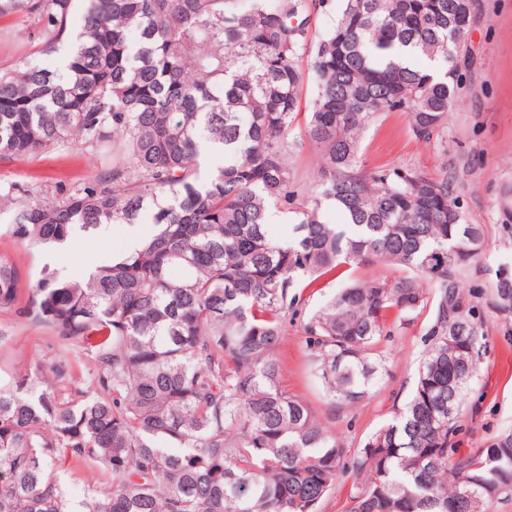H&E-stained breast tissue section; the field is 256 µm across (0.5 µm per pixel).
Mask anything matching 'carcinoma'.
<instances>
[{"label": "carcinoma", "instance_id": "obj_1", "mask_svg": "<svg viewBox=\"0 0 512 512\" xmlns=\"http://www.w3.org/2000/svg\"><path fill=\"white\" fill-rule=\"evenodd\" d=\"M84 2L75 27L74 0H0L30 42L0 69V160L73 141L94 157L69 191L0 185L5 233L49 249L144 211L157 231L76 278L45 264L25 297L21 272L0 262V312L61 347L48 374L0 377V512H320L344 475L347 512L512 501V429L454 448L489 348L462 288L485 226L466 222L453 178L359 163L385 113H405L425 143L446 127L473 0H342L339 12L331 0ZM320 11L334 22L315 40ZM56 53L61 71L39 66ZM303 145L319 168L300 186ZM205 149L223 166L204 171ZM336 206L347 223H324ZM274 211L295 221L286 241L266 233ZM351 265L409 275L352 281L303 313L306 294ZM490 296L512 320V276L495 271ZM424 311L410 395L346 463L313 408L281 389L288 318L304 315L324 396L349 406L371 397L384 348ZM82 355L95 363L84 382ZM66 466L101 476L76 508Z\"/></svg>", "mask_w": 512, "mask_h": 512}]
</instances>
